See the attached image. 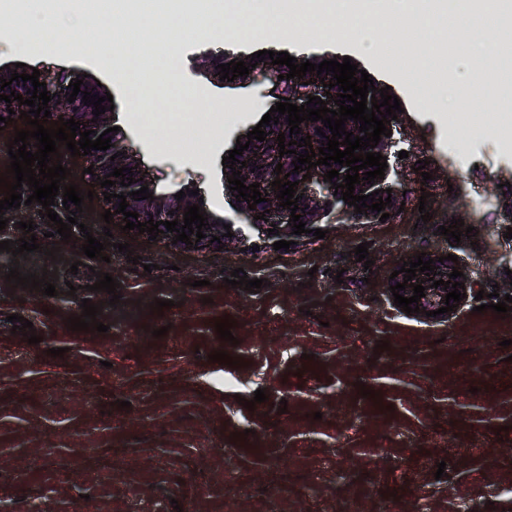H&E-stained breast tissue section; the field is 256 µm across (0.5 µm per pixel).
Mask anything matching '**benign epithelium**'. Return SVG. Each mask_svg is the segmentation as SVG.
<instances>
[{
    "label": "benign epithelium",
    "instance_id": "1",
    "mask_svg": "<svg viewBox=\"0 0 512 512\" xmlns=\"http://www.w3.org/2000/svg\"><path fill=\"white\" fill-rule=\"evenodd\" d=\"M39 81L46 83L48 95L52 96V100L48 102V109L52 111V120L57 121L59 118L69 120L71 118L80 122V130H95L97 134L90 135L91 140H96L97 136L102 134L106 129L112 126V112L107 110L104 114L96 117L90 112L83 111L84 102H82L83 92L87 91L93 95L97 94L101 97L105 96V91L85 81L81 84L80 94L77 95L75 102L70 103L66 101V98L72 93V89L68 88V85L75 82V78L71 77L67 80L57 79L48 71L40 72ZM97 118V121H92V118ZM111 137V143L114 147L103 151L93 150L89 155L85 156L87 164L94 165V175L92 179L99 177L103 178L106 174L113 171V168H120L122 166L133 169V178L135 183L124 187L120 185L121 179H117L113 176L109 177V180L116 181V184L110 187V190L99 189V192H108L110 194L121 192L126 193V201L129 203L127 210L136 212L139 214L138 221L146 223L148 220L153 219L155 221H173L178 220V225H184L183 214L186 211V207L193 204H199L202 208V214L208 217L206 221V227L202 228L203 233L207 234V237L196 240V235H190V241L193 242V246L197 247L201 252H212L217 250L218 243L225 244V248H235L243 241V228L237 229L232 228L226 230L223 228L224 219L219 218L213 214L207 204L200 200V196H193L190 192H185L184 198L177 200L175 195H161L156 192L154 185L151 184L149 175L142 168L136 167L138 163L137 155L134 154L133 150L128 145V137L124 131L117 133H109ZM125 153V156L114 157L117 152ZM246 167L241 169V176L246 178L244 185L248 186L254 182L260 183L259 191L262 193H269L267 201L261 202L256 205V209H248V205L244 204L237 208V213L240 220L253 224L255 223L254 216L265 215L267 222L261 224V227L265 230L272 228V225H277L276 233L268 237L270 241L280 240H300L304 238V235H295L292 233L293 223L289 222L291 219V211L287 208L280 206V200L276 198L277 192L272 190L271 182L288 178L291 182H298L296 185V194L303 195V198L298 202V208L305 209V214L309 215V218L303 220L305 228L313 229L317 226L319 220L328 217L331 214H338L340 216H346L355 213V207L345 204L341 196L334 195V192H343V189L332 188V183L343 182V175L346 174L347 167L340 166L336 163L328 167L320 165L310 168V170L300 169L299 173L289 174V170L284 168L282 173L276 175L273 172L276 165L279 163V157L273 153H267L259 151L257 154H249L246 158ZM261 166V171L251 172L253 164ZM339 171V177L333 178V181H324L323 175L330 169ZM311 174V178L305 180L303 175ZM390 176V169H385L384 178H376L373 184H368L366 181H361L359 185L355 186L354 194L363 193L365 195L372 193L376 190H384L388 188L386 185L387 178ZM148 186V190L152 193V197L145 200L135 201L129 196L132 191L141 189L142 186ZM174 211V215H169V211ZM234 233L232 237L224 236L226 232ZM219 237L220 241L216 242L213 237ZM412 282L425 287V297L421 298V301L416 303V306L422 310L420 314H413V317L418 318L425 322L433 321H447L453 313L448 312L440 314L436 317H428L425 315L427 311H435L445 306V295L446 291L443 290V286L436 288L432 287V282L429 281V277L426 273H416V277L412 279Z\"/></svg>",
    "mask_w": 512,
    "mask_h": 512
}]
</instances>
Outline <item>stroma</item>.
Segmentation results:
<instances>
[{
    "label": "stroma",
    "instance_id": "1",
    "mask_svg": "<svg viewBox=\"0 0 512 512\" xmlns=\"http://www.w3.org/2000/svg\"><path fill=\"white\" fill-rule=\"evenodd\" d=\"M14 22L0 14L1 70L23 63L89 74L112 95L115 122L158 192L197 188L237 222L222 160L269 100L262 89L200 74L197 57L226 40L207 29L179 44L181 85L204 92L200 162L167 150L178 127L142 126L129 85L105 63L111 30L125 16L113 15L108 27L63 26L57 44L70 49L62 53L57 44L15 49L2 33ZM337 45L401 102L395 138L407 156L397 174L410 201L395 219L346 222L282 254L250 229L252 252L201 253L132 238L103 221L96 200L78 220L98 239L111 230L114 243L104 259L89 260L77 233L52 252L39 203L20 206L41 249L19 258L0 252V497L8 512L38 502L52 512H512V312L477 313L468 304L449 321L426 324L397 312L387 293L398 264L422 252L455 255L475 290L512 292V154L480 136L449 141L443 112L395 66L349 38ZM228 100L242 109L210 126L211 107ZM421 160L430 180L414 172ZM423 202L433 214L427 222ZM459 218L476 227L475 239L438 234ZM121 243L130 253L118 251ZM362 243L369 270L351 255ZM132 254L140 263L129 262ZM13 266L45 275L56 296L13 287ZM237 268L263 287L225 286ZM100 271L118 280L117 305L94 291ZM86 298L101 304L108 332L68 330ZM158 299L173 303L160 316L150 311ZM11 314L32 322L40 343L13 332ZM226 316L236 322L229 342L214 327ZM162 327L166 335L156 336ZM382 340L388 349H378ZM53 348L63 356H50ZM217 351L236 366L210 361ZM364 388L373 397H362ZM259 389L266 401L244 408Z\"/></svg>",
    "mask_w": 512,
    "mask_h": 512
}]
</instances>
